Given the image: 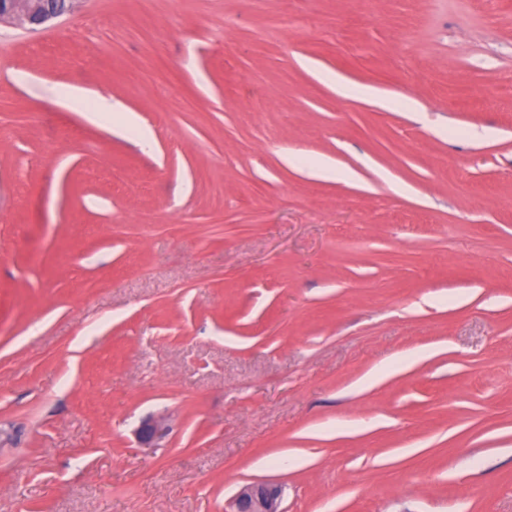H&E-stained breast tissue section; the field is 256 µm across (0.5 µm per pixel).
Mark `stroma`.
<instances>
[{"mask_svg":"<svg viewBox=\"0 0 512 512\" xmlns=\"http://www.w3.org/2000/svg\"><path fill=\"white\" fill-rule=\"evenodd\" d=\"M0 435V512H512V0L0 24ZM168 427L163 419H150L145 421L138 431V438L145 448L152 446L165 437ZM282 490L268 483H255L243 487L233 501L232 512H283Z\"/></svg>","mask_w":512,"mask_h":512,"instance_id":"1","label":"stroma"}]
</instances>
